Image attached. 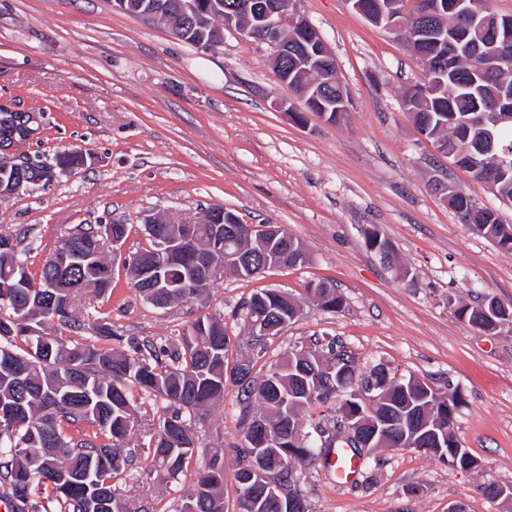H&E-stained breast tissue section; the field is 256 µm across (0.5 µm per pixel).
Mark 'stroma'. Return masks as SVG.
Instances as JSON below:
<instances>
[{
	"label": "stroma",
	"mask_w": 512,
	"mask_h": 512,
	"mask_svg": "<svg viewBox=\"0 0 512 512\" xmlns=\"http://www.w3.org/2000/svg\"><path fill=\"white\" fill-rule=\"evenodd\" d=\"M335 60L348 97L344 119H289L302 101L277 81L272 47L228 31L218 49L177 39L167 24L114 9L112 0H0V101L40 115V132L15 153L41 163L74 148L87 162L0 197V232L17 236L38 272L60 239L80 227L123 224L129 257L148 247L147 217L196 224L221 204L243 224H278L307 259L251 278L221 275L191 302L159 309L116 267L96 301L126 338L178 344L201 315L223 319L230 363L262 379L297 348L344 345L365 375L381 367L417 377L456 404L454 432L480 468L451 467L416 448H384L355 481L323 463L294 464L291 487L308 512H512L482 493L512 485V322L490 333L457 316L482 295L512 306V251L461 224L435 184L468 194L512 224V203L439 157L403 105L423 78L404 31L376 26L348 0H299ZM287 99V109L275 107ZM377 230L385 260L366 242ZM329 281L345 303L323 308L308 292ZM278 289L299 307L280 332L258 337L241 306ZM236 386L194 424L199 453L170 482L151 459L118 476L131 512H176L211 449L224 451V512H239L235 473L243 442Z\"/></svg>",
	"instance_id": "obj_1"
}]
</instances>
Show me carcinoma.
I'll list each match as a JSON object with an SVG mask.
<instances>
[{
  "label": "carcinoma",
  "instance_id": "obj_1",
  "mask_svg": "<svg viewBox=\"0 0 512 512\" xmlns=\"http://www.w3.org/2000/svg\"><path fill=\"white\" fill-rule=\"evenodd\" d=\"M163 8L162 15L173 21L172 34L194 45L205 46L209 39L203 24L185 22L168 12L170 0H153ZM210 25L224 19L225 8L235 0H208ZM413 7L405 28L425 70L423 82L405 96L404 104L419 132L452 155L466 154L462 169L481 182L493 164L486 145L494 142L496 150L512 152V119L492 120L512 111V100L500 96V80L512 81V43L493 44L485 32H473L469 51L457 49V26L450 16L436 22V41L418 37L422 22ZM311 46L297 42L288 59L273 67L288 90L305 97L308 111L332 123L346 112L343 86L338 73L315 63H307ZM460 221L490 238L500 248L512 250V224L503 223L491 211L477 207L464 193L450 196ZM151 244L170 240L182 233L180 224H147ZM284 249L279 259L285 266L301 264L306 259L303 245L285 232H279ZM257 234L241 240L254 261L268 257L257 242ZM214 239L211 225H194V236L171 253L152 255L159 263L162 284L148 288L137 280L133 287L157 308L175 302H190L200 297L215 278V268L201 270L200 256L211 251ZM76 248L80 257L64 267L56 258L45 261L37 274L13 272L14 266L28 264L27 254L17 240L0 234V501L9 512H92L89 486L61 482L86 467L98 464L90 481L100 483L113 512H129L125 499L112 486V479L132 468L137 452L126 455V445L135 406L129 387L160 402L149 420L152 456L158 463L157 477L170 482L178 477L197 453V440L191 424L192 415L224 399L228 384L241 387L243 401L255 400L263 409L259 418L266 426L268 443L260 457L249 443L251 427L243 434L244 444L237 449L241 466L235 475L238 500L262 488L249 489L241 484L247 471L256 468L277 482L290 476L291 461L304 463L317 457L328 459L334 450L347 445L337 436L318 427L315 437L306 439L282 416H297L310 404H325L343 397L338 409L348 406L345 388L355 378V361L339 374L329 373L326 358L317 349H296L283 360L270 364L261 383L250 378L252 367L238 363L228 368L231 339L224 320L204 315L191 322L180 343L170 349L155 341L126 340L130 352L104 346L122 336L102 318L83 323L76 316L77 300L90 288L101 296L112 289V264L105 259V242L95 229L67 233L60 248ZM324 307H342L336 287L320 282L308 289ZM493 296L487 295L475 306L457 310L459 318L486 322L485 309ZM291 319L298 315L294 302L279 298L275 290H266L260 298L254 294L244 306V319L261 322L268 333L279 331L275 313ZM74 337H69V334ZM21 341L25 348L14 350ZM375 383L385 387L394 403L409 398L430 399L416 384L405 380L406 388ZM177 512H224V453L214 451L207 466L196 476L194 489L181 499Z\"/></svg>",
  "mask_w": 512,
  "mask_h": 512
}]
</instances>
